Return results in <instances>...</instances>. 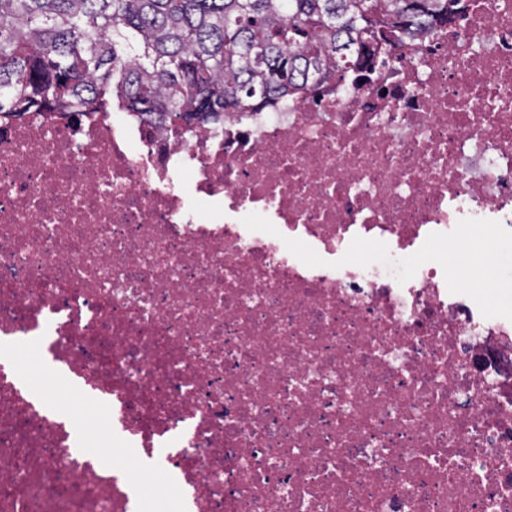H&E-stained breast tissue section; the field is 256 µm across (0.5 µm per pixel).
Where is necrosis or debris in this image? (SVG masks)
I'll list each match as a JSON object with an SVG mask.
<instances>
[{
	"label": "necrosis or debris",
	"mask_w": 512,
	"mask_h": 512,
	"mask_svg": "<svg viewBox=\"0 0 512 512\" xmlns=\"http://www.w3.org/2000/svg\"><path fill=\"white\" fill-rule=\"evenodd\" d=\"M464 5L216 124L0 117V338L54 366H0V512H512V314L428 254L512 281V0ZM90 390L151 470L74 452ZM492 236V231L489 228H484L472 234L470 245L465 250L448 248L445 252L437 245L434 250L445 256L448 268L453 270H459L462 267L468 268L469 279L466 285L476 288L480 297L490 308L500 312H508L510 311V293L512 310V287H502L495 280L494 263L487 254ZM506 297H509V303L503 301ZM19 343L17 351L13 350V357L20 370L21 378L28 387L37 390L43 397L40 390L42 377L46 371V362L41 353L38 343L35 341L16 340Z\"/></svg>",
	"instance_id": "necrosis-or-debris-1"
}]
</instances>
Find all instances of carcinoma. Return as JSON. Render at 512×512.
<instances>
[{
	"label": "carcinoma",
	"instance_id": "obj_1",
	"mask_svg": "<svg viewBox=\"0 0 512 512\" xmlns=\"http://www.w3.org/2000/svg\"><path fill=\"white\" fill-rule=\"evenodd\" d=\"M462 0H0V115L125 110L174 126L271 108L388 62Z\"/></svg>",
	"mask_w": 512,
	"mask_h": 512
}]
</instances>
